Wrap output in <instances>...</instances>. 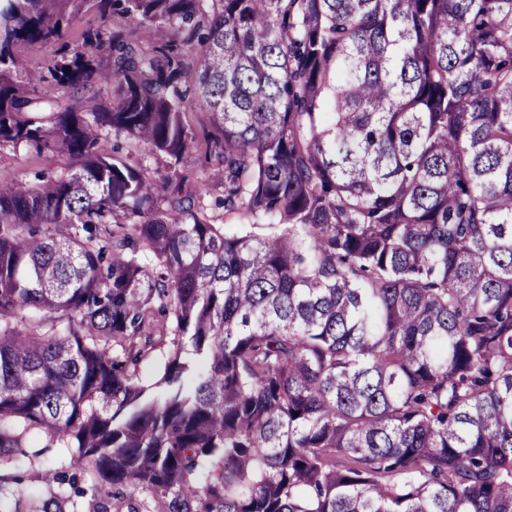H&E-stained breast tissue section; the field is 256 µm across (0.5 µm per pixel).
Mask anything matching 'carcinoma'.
I'll return each mask as SVG.
<instances>
[{
	"label": "carcinoma",
	"instance_id": "cac0c4a2",
	"mask_svg": "<svg viewBox=\"0 0 512 512\" xmlns=\"http://www.w3.org/2000/svg\"><path fill=\"white\" fill-rule=\"evenodd\" d=\"M21 146L59 166L0 183L1 459L37 431L165 512H512V0H0Z\"/></svg>",
	"mask_w": 512,
	"mask_h": 512
}]
</instances>
